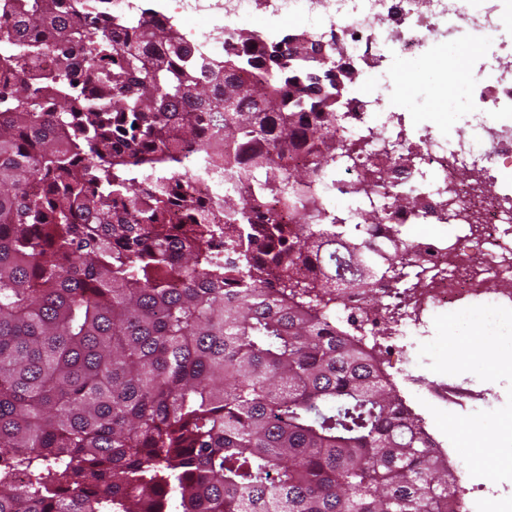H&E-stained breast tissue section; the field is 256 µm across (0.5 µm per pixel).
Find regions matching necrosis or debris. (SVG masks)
Returning <instances> with one entry per match:
<instances>
[{
  "instance_id": "necrosis-or-debris-1",
  "label": "necrosis or debris",
  "mask_w": 512,
  "mask_h": 512,
  "mask_svg": "<svg viewBox=\"0 0 512 512\" xmlns=\"http://www.w3.org/2000/svg\"><path fill=\"white\" fill-rule=\"evenodd\" d=\"M112 12L172 28L216 63L224 59L225 43L240 36L246 17L259 20L252 35L262 42L287 31L290 18L315 20L312 39L335 44L346 59H363L337 134L353 143L368 139L369 151L386 162L396 186L426 185L422 206L392 210L390 223L452 220L470 227L452 241L415 239L414 258L424 271L412 283L403 273L380 281V314L366 315L364 293L344 297L342 313H365V328L380 339L378 354L399 374L408 375L410 354L429 318L448 303L485 294L493 278L512 275V194L492 198L480 186L512 175V0H112ZM440 46L448 49L440 81L469 87L472 107L461 130L448 138L426 127L411 140L400 65L429 61ZM357 173L342 167L317 183L324 200L346 201L343 215L350 224L359 223L361 214L349 205ZM186 178L193 196L207 204L229 191L247 192L245 184L225 181L223 168L208 164H191ZM386 317L392 327H384Z\"/></svg>"
}]
</instances>
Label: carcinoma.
Listing matches in <instances>:
<instances>
[{"instance_id":"1","label":"carcinoma","mask_w":512,"mask_h":512,"mask_svg":"<svg viewBox=\"0 0 512 512\" xmlns=\"http://www.w3.org/2000/svg\"><path fill=\"white\" fill-rule=\"evenodd\" d=\"M84 8L8 0L0 29V512H458L336 320L413 250L374 243L385 210L341 224L315 192L356 161L335 63L285 37L215 65L162 27L117 47L104 0ZM195 144L247 181L222 222L176 179Z\"/></svg>"}]
</instances>
